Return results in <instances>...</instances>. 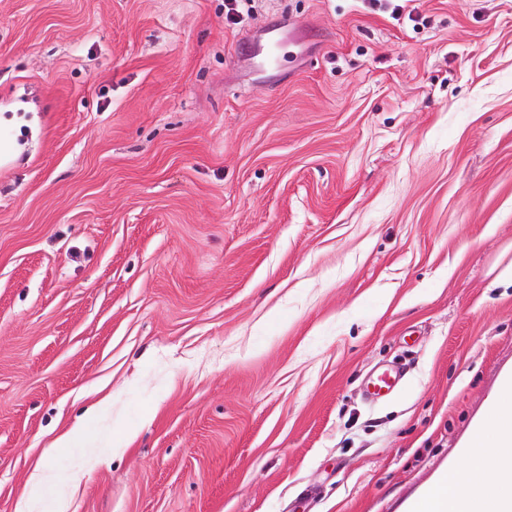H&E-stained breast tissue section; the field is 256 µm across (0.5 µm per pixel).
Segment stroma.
<instances>
[{
  "mask_svg": "<svg viewBox=\"0 0 512 512\" xmlns=\"http://www.w3.org/2000/svg\"><path fill=\"white\" fill-rule=\"evenodd\" d=\"M225 4L0 0V512H403L489 422L512 0ZM402 375L400 372L391 368H378L375 370L368 382V394L376 399L384 398L391 394L401 383Z\"/></svg>",
  "mask_w": 512,
  "mask_h": 512,
  "instance_id": "1",
  "label": "stroma"
}]
</instances>
